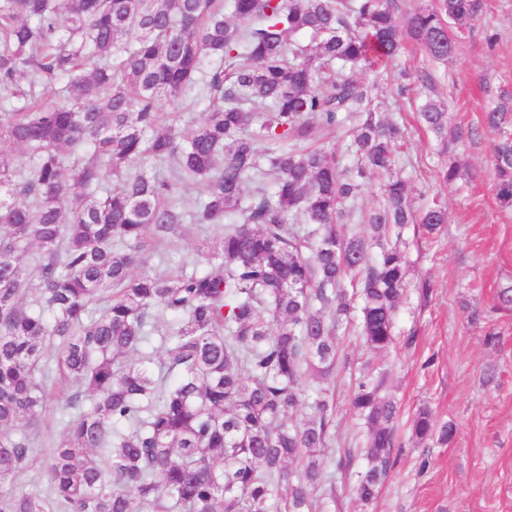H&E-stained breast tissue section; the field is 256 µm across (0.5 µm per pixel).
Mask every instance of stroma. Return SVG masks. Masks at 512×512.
Masks as SVG:
<instances>
[{
    "instance_id": "stroma-1",
    "label": "stroma",
    "mask_w": 512,
    "mask_h": 512,
    "mask_svg": "<svg viewBox=\"0 0 512 512\" xmlns=\"http://www.w3.org/2000/svg\"><path fill=\"white\" fill-rule=\"evenodd\" d=\"M489 32L500 36L492 50L485 44ZM402 63L414 71L430 68L452 124L479 125L487 92H512V0H488L484 15L459 39L451 63L430 64L419 49ZM362 80L374 86L375 105L405 131L398 173L413 196L446 204L448 222L430 239L414 224L404 231L411 266L395 348L371 351L353 332L341 343L349 362L335 377L336 435L324 451L335 492L323 512H512V310L494 308L499 289L512 287V211L498 207L489 181L493 136L485 132L465 140L459 156L468 177L452 187L440 184L434 170L445 158L413 113L391 96L390 74L367 72ZM204 236L202 226L184 225L158 246L145 272L161 275L183 263L206 268L196 251ZM424 280L432 285L425 302L417 293ZM491 329L497 334L492 344L485 340ZM365 365L385 374L402 439L393 451L395 467L368 506L357 500L350 472L336 467L345 450L367 444V433L349 406L351 388ZM490 368L495 378L489 382L485 372ZM423 405L437 421L456 425L452 443L411 439L410 421Z\"/></svg>"
}]
</instances>
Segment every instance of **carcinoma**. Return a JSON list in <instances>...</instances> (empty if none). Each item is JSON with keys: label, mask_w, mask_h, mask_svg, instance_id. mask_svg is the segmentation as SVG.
<instances>
[{"label": "carcinoma", "mask_w": 512, "mask_h": 512, "mask_svg": "<svg viewBox=\"0 0 512 512\" xmlns=\"http://www.w3.org/2000/svg\"><path fill=\"white\" fill-rule=\"evenodd\" d=\"M485 8L0 0V84L14 99L0 107V512H269L278 496L288 512H315L313 491L332 485L338 332L355 319L371 350L393 348L403 231L448 223L445 205L415 207L394 174L400 128L360 74L388 70L410 45L449 62ZM208 58L224 67L205 70ZM55 80L60 99L45 103L37 85ZM409 80L393 76L392 96ZM191 93L213 102L203 118L161 125L159 106ZM415 112L448 154L435 178L454 185L472 130L438 99ZM349 124L347 160L329 135ZM484 127L495 198L512 210L511 95L488 98ZM79 145L89 154L72 156ZM375 182L383 203L363 209ZM188 219L221 234L219 250L197 246L209 269L135 273ZM306 375L314 412L291 424ZM50 378L75 415L38 457ZM350 406L369 435L354 492L370 505L399 444L384 374L365 369ZM410 430L420 443L456 434L426 406ZM30 469L44 491L14 487Z\"/></svg>", "instance_id": "obj_1"}]
</instances>
